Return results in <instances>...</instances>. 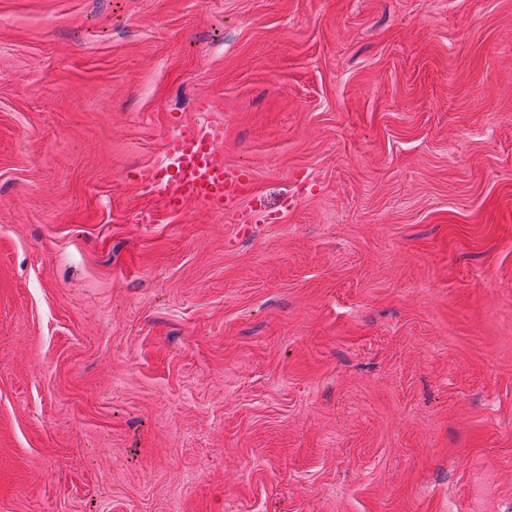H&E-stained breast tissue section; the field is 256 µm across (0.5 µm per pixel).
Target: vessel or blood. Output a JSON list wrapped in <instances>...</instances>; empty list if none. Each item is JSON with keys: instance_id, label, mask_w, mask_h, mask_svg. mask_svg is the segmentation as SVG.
Segmentation results:
<instances>
[{"instance_id": "1", "label": "vessel or blood", "mask_w": 512, "mask_h": 512, "mask_svg": "<svg viewBox=\"0 0 512 512\" xmlns=\"http://www.w3.org/2000/svg\"><path fill=\"white\" fill-rule=\"evenodd\" d=\"M161 150V161L144 167L140 180L162 191L166 211L175 213L193 203L215 214L235 211L241 224L258 218L270 224L282 221L284 210L270 209L251 191L250 170L225 161L223 122L177 123L165 134Z\"/></svg>"}]
</instances>
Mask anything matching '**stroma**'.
<instances>
[{
	"instance_id": "stroma-1",
	"label": "stroma",
	"mask_w": 512,
	"mask_h": 512,
	"mask_svg": "<svg viewBox=\"0 0 512 512\" xmlns=\"http://www.w3.org/2000/svg\"><path fill=\"white\" fill-rule=\"evenodd\" d=\"M0 512H512V0H0ZM161 150L162 160L144 167L140 180L163 192V207L170 213L193 203L209 213L222 214L247 198L248 206L236 210L238 223L248 224L261 218L273 224L282 222L288 207L293 205H288L286 198L281 209L272 210L259 193L248 192L253 183L250 170L224 160L223 122L177 123L163 137Z\"/></svg>"
}]
</instances>
